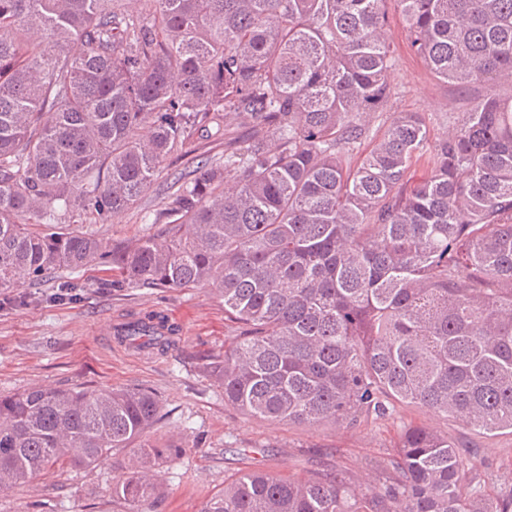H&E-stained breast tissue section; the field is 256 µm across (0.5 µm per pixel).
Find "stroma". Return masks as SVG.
<instances>
[{
    "instance_id": "35a3bbf8",
    "label": "stroma",
    "mask_w": 512,
    "mask_h": 512,
    "mask_svg": "<svg viewBox=\"0 0 512 512\" xmlns=\"http://www.w3.org/2000/svg\"><path fill=\"white\" fill-rule=\"evenodd\" d=\"M388 18L395 94L370 120L368 137L381 136L394 113L416 112L431 140H438L488 87L462 90L439 80L411 51L397 7H389ZM223 154V142L195 137L187 155L164 159L132 209L115 219L82 225V232L118 242L159 233L162 226L156 218L175 177L199 160ZM111 277L103 264L66 271L28 288L27 304L0 307V395L35 387L136 388L154 394L160 412L149 438L182 449L163 465L164 491L154 512H201L223 492L225 477L245 468L243 454L252 450L274 474L306 478L317 470L341 467L355 481H365L371 458L392 446L404 422L428 425L470 448L463 477L483 481L486 487H493L495 475L512 459V433L479 434L455 418L415 406L396 407L389 418L349 431L330 422L273 425L249 417L225 404L223 387L201 364L203 356L223 352L228 334L224 302L215 288H105ZM64 284L71 288V299L53 301ZM149 310L177 326L178 336L159 352L118 349L112 334L116 319ZM132 459L129 449L117 448L105 465L57 464L28 484L0 490V512H129L127 504L113 499L112 481L128 471Z\"/></svg>"
}]
</instances>
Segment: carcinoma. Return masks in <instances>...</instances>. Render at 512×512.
I'll use <instances>...</instances> for the list:
<instances>
[{"instance_id":"1","label":"carcinoma","mask_w":512,"mask_h":512,"mask_svg":"<svg viewBox=\"0 0 512 512\" xmlns=\"http://www.w3.org/2000/svg\"><path fill=\"white\" fill-rule=\"evenodd\" d=\"M0 0V296L108 263L107 288L211 285L231 336L203 368L224 403L271 424L353 429L412 404L479 433L512 431V0H394L442 81L506 87L427 148L394 115L360 159L365 118L394 95L389 0ZM245 146L200 160L164 229L114 243L64 228L118 217L199 130ZM428 155L426 173L413 164ZM166 336H122L161 349ZM158 399L136 389L38 387L0 397V489L60 461L133 448L112 482L152 512L171 449L145 438ZM202 512H512L463 482L464 453L408 423L372 480L341 468L273 475L246 456Z\"/></svg>"}]
</instances>
